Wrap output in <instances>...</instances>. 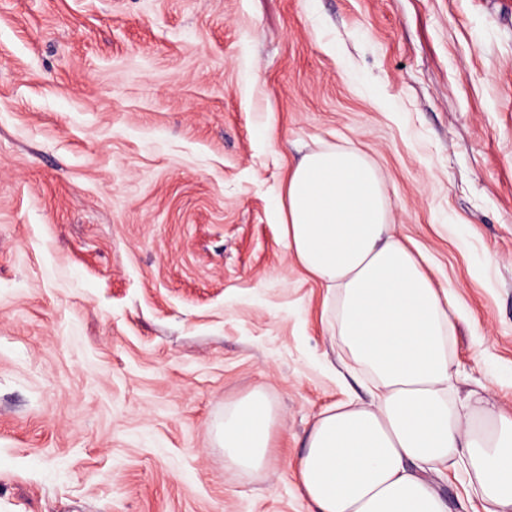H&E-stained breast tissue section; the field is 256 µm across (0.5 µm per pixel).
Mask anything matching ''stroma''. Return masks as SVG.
<instances>
[{
	"label": "stroma",
	"instance_id": "1",
	"mask_svg": "<svg viewBox=\"0 0 512 512\" xmlns=\"http://www.w3.org/2000/svg\"><path fill=\"white\" fill-rule=\"evenodd\" d=\"M325 142L453 285L459 395L512 411V0H0V512H310L306 429L368 398L276 222ZM254 389L261 481L214 439ZM284 421L279 406L262 390H252L224 406L215 440L224 448V469L262 478L274 462L272 436Z\"/></svg>",
	"mask_w": 512,
	"mask_h": 512
}]
</instances>
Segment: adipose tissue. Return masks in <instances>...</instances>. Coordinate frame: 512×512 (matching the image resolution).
<instances>
[{"label":"adipose tissue","instance_id":"obj_1","mask_svg":"<svg viewBox=\"0 0 512 512\" xmlns=\"http://www.w3.org/2000/svg\"><path fill=\"white\" fill-rule=\"evenodd\" d=\"M278 222L289 256L327 289L330 336L371 394L310 424L296 471L311 512H448L427 477L448 468L493 512H512V414L453 396V288L436 286L398 235L375 164L333 144L304 154ZM283 425L258 389L225 406L215 436L225 470L264 477Z\"/></svg>","mask_w":512,"mask_h":512}]
</instances>
